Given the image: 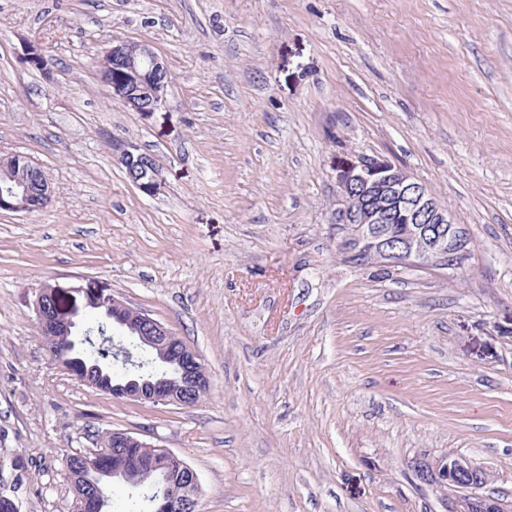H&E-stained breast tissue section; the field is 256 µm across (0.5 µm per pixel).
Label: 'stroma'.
I'll use <instances>...</instances> for the list:
<instances>
[{"label":"stroma","mask_w":512,"mask_h":512,"mask_svg":"<svg viewBox=\"0 0 512 512\" xmlns=\"http://www.w3.org/2000/svg\"><path fill=\"white\" fill-rule=\"evenodd\" d=\"M151 45L167 102L97 78ZM41 42L51 77L24 63ZM153 156L161 190L117 146ZM51 205L0 212V493L69 512L66 456L113 429L180 455L196 512H446L411 463L481 465L512 512V0H0V156ZM406 168L471 238L455 276L349 264L337 163ZM114 295L200 355L192 407L114 399L51 359L34 300ZM107 56L120 68H101L100 81L108 95L134 112H154L165 103L169 72L166 61L146 43L113 40ZM117 160L125 167L134 171L133 183L145 194L155 195L161 187L159 170L156 165H147L144 161L145 153L135 149L118 148Z\"/></svg>","instance_id":"obj_1"}]
</instances>
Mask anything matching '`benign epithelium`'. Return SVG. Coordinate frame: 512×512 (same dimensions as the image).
Wrapping results in <instances>:
<instances>
[{"instance_id":"7a95c632","label":"benign epithelium","mask_w":512,"mask_h":512,"mask_svg":"<svg viewBox=\"0 0 512 512\" xmlns=\"http://www.w3.org/2000/svg\"><path fill=\"white\" fill-rule=\"evenodd\" d=\"M25 51L30 66L50 77V60L43 48L30 41ZM107 56L121 71L115 78L111 69L100 70V81L110 98L135 112H155L164 105L168 67L150 45L117 39L112 41ZM117 160L134 171L133 183L142 192L158 193L159 170L145 163L144 154L121 148ZM0 179L6 183L0 190V212L31 213L47 207L53 199L52 183L31 162L10 167ZM335 224L340 249L356 258L355 266L360 268L380 263L391 274L413 266L454 275L465 267L469 256L470 248L453 247L455 240H470L467 229L454 223L448 211L404 168L378 157L359 156L336 166ZM391 224H406L408 228L396 234L389 229ZM106 301L112 306L113 324L124 330L137 325L140 340L175 365L176 375L157 380L130 375L128 371L137 368V363L129 361L127 351L118 349L115 360L122 361L127 370L123 383L110 384L100 376L97 366L93 367L96 380L81 379L79 383L138 404L190 407L198 403L210 382L196 351L164 323L120 298L89 296L86 307ZM34 310L40 331L57 336L82 335L81 324L74 320L73 313L62 310L54 288L44 285L37 290ZM131 444L155 447L129 432H112L113 446L126 448ZM173 466L185 471L190 494L198 496V475L177 454L167 449L162 460L150 463L152 468ZM417 473L432 485L456 489V494L448 498V512H503L501 503L481 493L488 480L486 471L463 455L441 454L418 466Z\"/></svg>"}]
</instances>
